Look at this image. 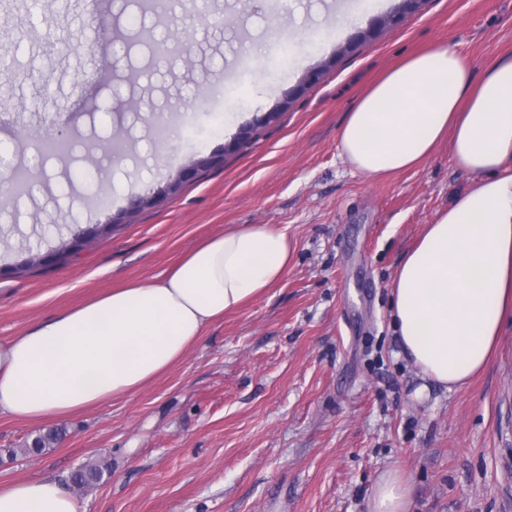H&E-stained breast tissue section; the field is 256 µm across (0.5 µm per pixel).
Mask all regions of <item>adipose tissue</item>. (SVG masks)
<instances>
[{
    "instance_id": "obj_1",
    "label": "adipose tissue",
    "mask_w": 512,
    "mask_h": 512,
    "mask_svg": "<svg viewBox=\"0 0 512 512\" xmlns=\"http://www.w3.org/2000/svg\"><path fill=\"white\" fill-rule=\"evenodd\" d=\"M450 140L471 184L427 225L393 281L402 356L458 389L483 370L512 321V55L482 69L433 46L390 69L348 112L343 160L380 179L423 163ZM295 239L273 224L206 238L174 267L133 280L0 339V413L64 420L137 394L179 363L205 330L285 273ZM400 472L381 477L370 512H409ZM0 512H78L52 479L0 485Z\"/></svg>"
}]
</instances>
